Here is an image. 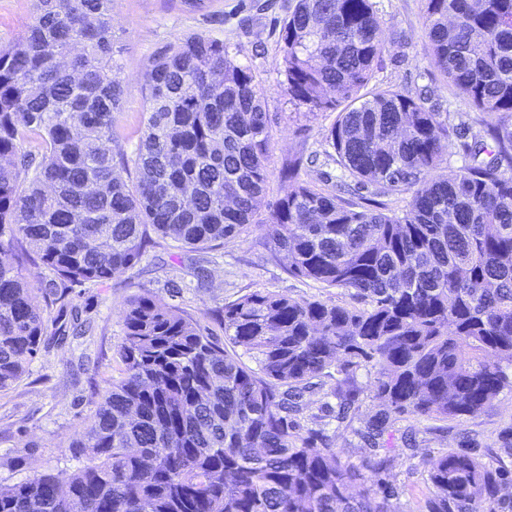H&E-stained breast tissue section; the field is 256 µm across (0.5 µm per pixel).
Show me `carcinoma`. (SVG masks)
<instances>
[{"instance_id":"carcinoma-1","label":"carcinoma","mask_w":512,"mask_h":512,"mask_svg":"<svg viewBox=\"0 0 512 512\" xmlns=\"http://www.w3.org/2000/svg\"><path fill=\"white\" fill-rule=\"evenodd\" d=\"M424 2L431 64L480 113L468 162L448 149L469 125L429 107V89L373 83L372 0H295L288 95L337 112L325 156L346 179L297 184L263 216L268 116L224 42L190 34L152 55L136 147L116 156L112 0H33L0 45V391L47 333L23 274L33 253L65 291L135 267L151 232L203 250L264 224L288 274L355 304L256 290L224 305L221 340L134 295L121 378L68 445L82 465L0 487V512H392L391 484L353 491L360 469L302 423L306 395L330 385L337 408L321 411L343 422L369 391L383 410L360 435L378 448L400 415L472 416L512 390V0ZM394 193L410 194L400 215L374 200ZM427 475L429 512H512V470L479 448L448 449Z\"/></svg>"}]
</instances>
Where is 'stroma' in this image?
<instances>
[{"mask_svg":"<svg viewBox=\"0 0 512 512\" xmlns=\"http://www.w3.org/2000/svg\"><path fill=\"white\" fill-rule=\"evenodd\" d=\"M290 0H212L196 12L178 10L172 0H113L115 48L125 87L123 109L116 115L119 137L113 153H131L144 120L141 86L151 56L161 47L192 33L224 41L231 55L254 72L269 116L270 152L266 192L259 202L267 212L292 183L333 189L340 170L333 164H302L293 179L282 169L293 157L322 152L335 120L331 112L294 106L281 73L280 22ZM383 17L384 48L375 68L377 83L401 91L429 88L438 112L479 114L458 97L430 64L422 38L424 0H373ZM272 258L264 226L225 240L217 249L190 252L179 244L155 238L141 262L104 282H88L43 303L48 330L28 373L13 388L0 392V486L7 487L37 471L67 476L78 460L68 443L89 426L92 402L118 377L116 350L123 336L122 312L138 289L145 288L197 320L203 333L222 335L215 317L224 304L254 290L276 291L294 299L319 298L348 302L346 292L296 278ZM79 312L88 330L84 336L59 337V327ZM378 402L363 398L350 425L327 420L325 431L342 456H369L358 429L379 411ZM473 440L485 459L512 468V391L502 392L493 406L473 416L448 421L415 415L398 418L384 445L393 459L385 478L397 490V512H427L431 496L424 457L439 455Z\"/></svg>","mask_w":512,"mask_h":512,"instance_id":"stroma-1","label":"stroma"}]
</instances>
